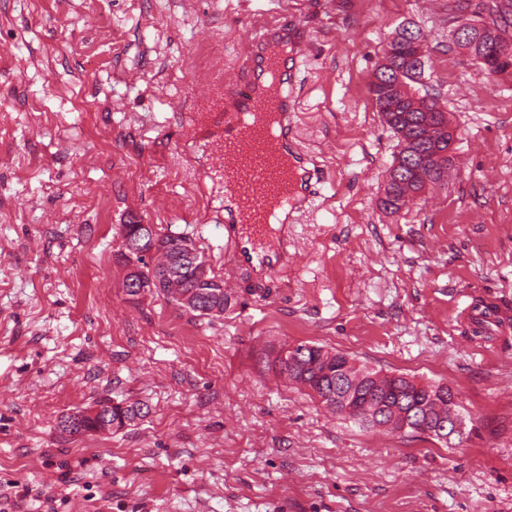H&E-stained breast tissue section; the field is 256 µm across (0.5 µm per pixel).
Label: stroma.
Listing matches in <instances>:
<instances>
[{
	"instance_id": "stroma-1",
	"label": "stroma",
	"mask_w": 512,
	"mask_h": 512,
	"mask_svg": "<svg viewBox=\"0 0 512 512\" xmlns=\"http://www.w3.org/2000/svg\"><path fill=\"white\" fill-rule=\"evenodd\" d=\"M287 14L295 141L327 172L257 294L224 250L219 164L187 116ZM455 0H0V500L10 512H512V75L451 43ZM456 133L447 177L393 214L398 153L369 91L399 24ZM189 237L232 305L197 317L123 288L130 217ZM302 343L457 393L466 429H363L269 364ZM147 404L112 433L62 414ZM465 323L474 329H482L488 323H495L499 320L504 321V317L497 309L494 313L486 306L468 305L462 311ZM95 405L112 408V423L118 421V429L143 420L150 413L149 407L142 402L111 403L109 399H102Z\"/></svg>"
}]
</instances>
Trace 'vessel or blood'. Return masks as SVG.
<instances>
[{"label":"vessel or blood","mask_w":512,"mask_h":512,"mask_svg":"<svg viewBox=\"0 0 512 512\" xmlns=\"http://www.w3.org/2000/svg\"><path fill=\"white\" fill-rule=\"evenodd\" d=\"M301 54L286 22L263 23L234 75L216 90L205 113L192 116L196 128L216 136L222 158L208 179L224 185V248L236 252L242 269L259 271L256 292H264L288 261V240L296 213L318 196L327 175L307 165L293 144L298 102L288 90V64ZM465 323L481 329L501 313L468 305Z\"/></svg>","instance_id":"obj_1"}]
</instances>
